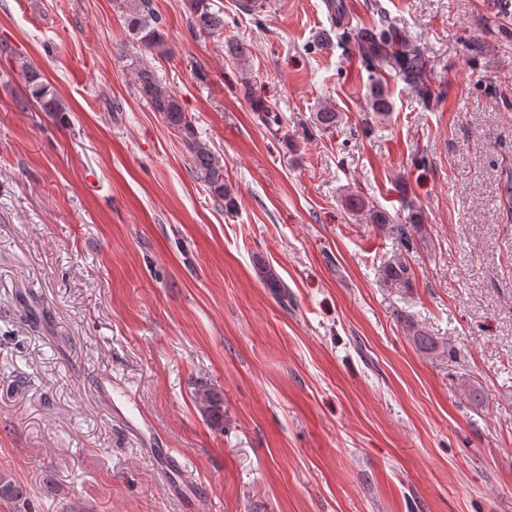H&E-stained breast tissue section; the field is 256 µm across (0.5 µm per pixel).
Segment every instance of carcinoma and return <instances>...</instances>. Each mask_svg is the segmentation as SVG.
Segmentation results:
<instances>
[{"label":"carcinoma","instance_id":"1","mask_svg":"<svg viewBox=\"0 0 512 512\" xmlns=\"http://www.w3.org/2000/svg\"><path fill=\"white\" fill-rule=\"evenodd\" d=\"M124 26L132 41L137 43L139 51L153 53L165 51L164 24L156 14L153 0H119ZM189 28L196 35H216L224 31V15L212 7L211 0H189ZM338 37L357 46L360 57L368 70L376 75L382 65L388 66L402 78L414 91L427 100L430 87L427 84V66L423 55L414 48L401 42L386 20L381 19L368 27L352 29L343 21H338ZM29 101L45 112H62L63 106L56 97L50 84L35 67L23 63ZM130 68L134 71L141 95L147 99L153 111L159 113L165 123L180 136L189 151L191 163L198 180L205 183L212 196L224 201V207L232 210L234 197L231 189L224 183V165L211 152L198 136V131L191 118L185 112L177 96L161 85L153 68L143 62V58L131 57ZM392 108L390 98L377 90L371 103L372 117L384 119ZM339 113L327 105L313 113L310 124L325 131L336 126ZM348 206L354 211H367L369 220L386 229L396 244L393 258L382 264L378 270L379 278L389 288H410L414 272L404 257L416 248L422 239L423 225L413 208H408V215L399 223L382 208L366 204L357 194L347 199ZM258 272L267 287L273 289L279 302L288 305V285L281 279L275 269L264 264L258 265ZM407 335L413 343L426 353L438 347L436 337L410 321L406 324ZM0 499L14 503L18 512H27V497L23 488L8 476L0 474Z\"/></svg>","mask_w":512,"mask_h":512}]
</instances>
